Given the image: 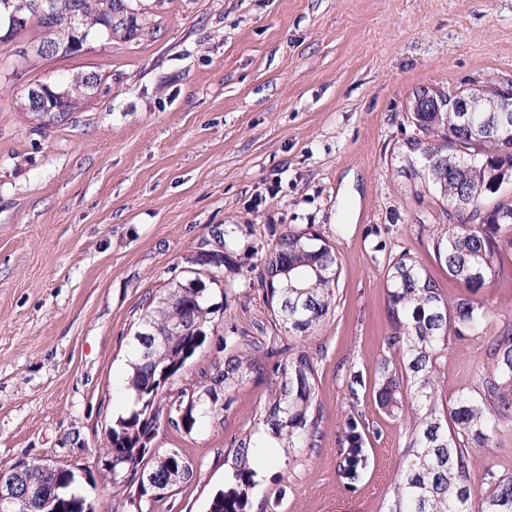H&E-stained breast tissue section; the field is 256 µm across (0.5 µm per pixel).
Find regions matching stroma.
Returning <instances> with one entry per match:
<instances>
[{"mask_svg":"<svg viewBox=\"0 0 512 512\" xmlns=\"http://www.w3.org/2000/svg\"><path fill=\"white\" fill-rule=\"evenodd\" d=\"M150 31L73 56L19 57L36 25L0 44V470L47 459L74 471L96 512H133L102 479L106 433L127 412L118 382L145 297L185 277L202 238L231 224L236 257L313 226L338 265L335 309L306 342L316 357L317 443L261 456L251 512H389L410 423L351 400L349 371L375 380L386 343V268L410 252L455 298L435 261L441 199L402 168L416 90L512 82V0H142ZM96 73L59 124L21 111L28 87ZM480 289L489 332L512 319V254ZM253 272L225 270L213 302L248 339H280ZM482 336L437 361L443 402L480 388ZM268 379L250 381L191 434L162 425L191 481L165 506L207 512L227 456L253 429ZM374 433L355 487L338 473L344 423Z\"/></svg>","mask_w":512,"mask_h":512,"instance_id":"1","label":"stroma"}]
</instances>
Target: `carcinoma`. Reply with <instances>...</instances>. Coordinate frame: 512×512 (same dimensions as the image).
<instances>
[{
  "label": "carcinoma",
  "mask_w": 512,
  "mask_h": 512,
  "mask_svg": "<svg viewBox=\"0 0 512 512\" xmlns=\"http://www.w3.org/2000/svg\"><path fill=\"white\" fill-rule=\"evenodd\" d=\"M91 21L87 35L134 40L145 30L143 13L133 0H0V31L6 40L34 23L43 31L41 42L57 55H75L83 45V27L74 17ZM90 87L74 79L47 84L46 101L22 110L48 128L57 123L54 102L68 92L65 106L75 110ZM419 129L436 140L417 137L406 143L403 167L414 177L437 189L448 206V223L434 235L435 261L460 283L465 292L448 301L440 285L423 265L405 252L388 263L389 349L398 355L381 363L374 384L378 407L391 416L411 414V428L404 451L401 479L394 490L390 512H512V477L491 468L475 484V451L492 447L494 435L512 422V321L502 325L488 342V363L481 388L461 393L445 405L436 394V364L452 336H481L489 321L484 305L475 298L487 281L503 270V252L512 246V195L501 189L512 184V117L501 112H415ZM220 250L197 256L193 263L209 265L200 273L172 279L160 294L145 298L136 330L149 323L148 335L133 336L125 378L132 407L117 417L107 434L112 453L114 487L139 486L140 497L154 503L166 501L174 489L194 475L193 467L175 449L146 459L157 427L155 420L170 403L189 405L182 431L193 432L198 418L219 415L223 407L210 395L231 396L262 374L265 359L285 355L271 366L268 394L257 410L258 428L241 437L233 449L228 487L217 490L208 512H249L255 487L253 461L263 440L289 456L297 448L316 445L320 404L316 400L317 369L314 356L301 346L277 342L237 341L230 326L219 330L217 315L224 306L211 301L210 285L224 278V268L258 271L257 284L271 306L279 328L301 340L313 333L332 311L338 276L336 257L319 233L289 228L253 262L236 261L226 253L233 237L232 225L218 231ZM222 335L224 358L205 375V381L165 394L175 377L212 336ZM413 392L411 411L405 395ZM369 426L362 416H350L344 425L339 449L338 473L355 485L368 465L365 448ZM57 483L58 495L70 512H85L87 498L76 487L75 473L59 470L47 476Z\"/></svg>",
  "instance_id": "cac0c4a2"
}]
</instances>
